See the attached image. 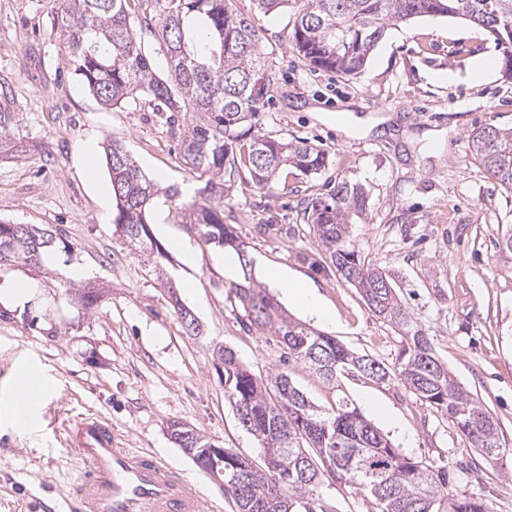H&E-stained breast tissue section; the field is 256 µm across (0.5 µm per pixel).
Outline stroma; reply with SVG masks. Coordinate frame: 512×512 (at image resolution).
<instances>
[{
  "label": "stroma",
  "instance_id": "stroma-1",
  "mask_svg": "<svg viewBox=\"0 0 512 512\" xmlns=\"http://www.w3.org/2000/svg\"><path fill=\"white\" fill-rule=\"evenodd\" d=\"M255 20L268 64L279 73L261 123L265 133L301 137L324 150L329 164L305 176L282 170L285 190H258L240 169L224 204V221L245 242L255 281L287 270L315 288L331 311L324 332L348 349L386 365L401 338L366 306L325 259L304 208L328 184L346 179L368 194L351 238L366 263L384 268L436 356L458 384L499 423L502 455L487 463L445 417L397 381L344 380L342 392L399 451L447 467L453 493L483 498L492 512H512V253L499 248L512 230V190L501 188L469 149L478 127L512 128V81L501 73L474 82L471 60L500 57L488 32L472 23L422 17L389 27L354 77L312 68L290 46L294 11L258 13L255 0H233ZM58 0H0V106L8 132L23 146L0 156V218L45 224L61 235L39 268L0 271V282L34 281L38 295L17 307L0 305V402L9 398L23 365L40 367L47 384L30 417L37 430L20 435L0 421V512H46L81 463L66 444L71 423L98 414L115 424L127 447L143 448L176 467L213 512H231L221 488L179 448L169 426L182 422L213 444L263 466V450L240 425L224 395L215 356L229 346L255 374L286 370L320 406L338 392L302 365L283 363L281 344L252 328L219 258L176 210L153 211L160 244L175 235L196 251L193 266L175 252L155 274L115 233L110 179L103 156L93 173L76 156L89 136L122 143L149 179L186 189L174 138L144 99L104 108L75 74L54 24ZM384 116L368 135L349 138L347 115ZM78 264L87 274H66ZM175 294H168L166 282ZM93 287L94 309L78 294ZM181 301L195 316L187 330ZM328 512H378L373 498L329 479L313 491Z\"/></svg>",
  "mask_w": 512,
  "mask_h": 512
}]
</instances>
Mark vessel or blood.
<instances>
[{"label": "vessel or blood", "mask_w": 512, "mask_h": 512, "mask_svg": "<svg viewBox=\"0 0 512 512\" xmlns=\"http://www.w3.org/2000/svg\"><path fill=\"white\" fill-rule=\"evenodd\" d=\"M67 443L83 465L79 481L59 491L67 512H207L205 499L176 468L125 447L106 418H80Z\"/></svg>", "instance_id": "b4317fda"}]
</instances>
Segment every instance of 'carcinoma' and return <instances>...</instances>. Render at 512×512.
Instances as JSON below:
<instances>
[{"label":"carcinoma","instance_id":"1","mask_svg":"<svg viewBox=\"0 0 512 512\" xmlns=\"http://www.w3.org/2000/svg\"><path fill=\"white\" fill-rule=\"evenodd\" d=\"M136 0H60L56 23L73 57L75 73L107 108L145 97L177 127L186 169L205 180L198 197L178 205L182 223L197 229L204 245L229 247L248 266L245 245L224 223V198L245 166L259 190L275 188L279 171L291 166L317 174L328 156L302 138L262 132L261 116L279 74L267 64L253 19L232 0H161L157 22L135 21ZM265 14L297 7L289 35L310 66L354 76L390 25L418 17H447L487 30L502 51L503 75L512 80V0H256ZM150 32L165 51L170 78H160L142 52L137 28ZM471 150L483 169L512 190V128H478ZM115 210L112 223L128 246L160 263L165 250L149 224L159 189L117 141L104 149ZM365 190L342 179L307 205L324 255L335 272L361 293L369 310L395 327L405 345L397 364L384 366L345 348L336 338L293 319L250 276L234 284V300L250 325L279 339L285 358L332 388L356 375L399 381L419 400L446 416L488 463L498 460V422L451 376L430 338L401 301L383 269L362 261L350 239L348 219L366 209ZM56 238L40 224L15 234L0 221V269L36 266ZM224 394L241 426L263 451H278L261 469L224 449V496L232 512H296L323 476L370 494L379 512H490L478 497L458 496L448 471L402 455L346 397L318 406L285 372L258 376L224 346ZM171 437L199 468L211 462V442L175 422Z\"/></svg>","mask_w":512,"mask_h":512}]
</instances>
